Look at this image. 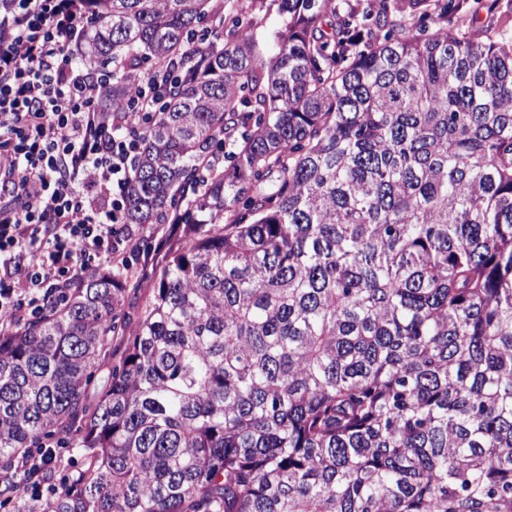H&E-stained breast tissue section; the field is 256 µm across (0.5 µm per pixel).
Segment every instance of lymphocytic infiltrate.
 Returning a JSON list of instances; mask_svg holds the SVG:
<instances>
[{"instance_id":"f902f5d3","label":"lymphocytic infiltrate","mask_w":512,"mask_h":512,"mask_svg":"<svg viewBox=\"0 0 512 512\" xmlns=\"http://www.w3.org/2000/svg\"><path fill=\"white\" fill-rule=\"evenodd\" d=\"M86 0H13L0 12V335L76 282L128 269L123 222L140 140L106 85L73 66Z\"/></svg>"}]
</instances>
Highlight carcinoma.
I'll return each instance as SVG.
<instances>
[{"instance_id":"cac0c4a2","label":"carcinoma","mask_w":512,"mask_h":512,"mask_svg":"<svg viewBox=\"0 0 512 512\" xmlns=\"http://www.w3.org/2000/svg\"><path fill=\"white\" fill-rule=\"evenodd\" d=\"M89 2L77 54L112 110L157 62L182 76L136 129L124 219L189 234L134 329L114 271L0 335V497L512 512V0L466 28L467 0H276L268 57L251 3L198 43L223 0ZM47 437L84 468L17 470ZM281 25V18L276 10L256 11L255 19L251 27L254 41L258 48L265 53H272L276 50L272 34Z\"/></svg>"}]
</instances>
